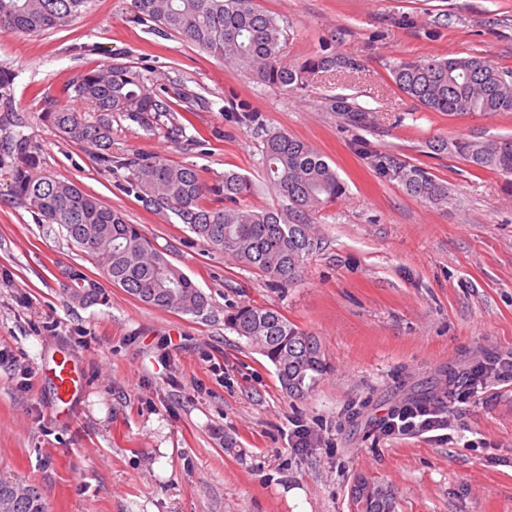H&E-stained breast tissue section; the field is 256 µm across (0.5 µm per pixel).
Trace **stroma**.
Returning a JSON list of instances; mask_svg holds the SVG:
<instances>
[{"mask_svg": "<svg viewBox=\"0 0 512 512\" xmlns=\"http://www.w3.org/2000/svg\"><path fill=\"white\" fill-rule=\"evenodd\" d=\"M256 3L287 24L288 62L335 51L360 70L285 92L137 20L134 0H88L37 37L0 34V67L16 75L0 98V479L38 487L49 512H356L359 475L395 489V512H512V384L489 380L442 441L381 426L407 402L445 399L449 374L512 353V175L428 148L512 138V112H432L391 77L397 62L448 54L512 69V0ZM114 61L172 110L151 128L113 115V154L191 164L209 185L244 174L254 185L244 203L257 209L283 203L264 174L269 132L307 141L333 165L347 193L315 216L322 243L297 285L266 287L173 214L118 190L90 149L41 122L69 104L81 74ZM181 88L200 105L185 111ZM337 97L369 111L371 126L346 124L331 109ZM232 104L258 122L228 118ZM20 135L38 144L44 171L139 225L208 308L159 310L113 285L106 304L71 300L63 271L103 274L11 196L3 146ZM375 152L428 169L447 184V205L380 175ZM242 304L278 309L320 341L327 371L307 396H288L274 366L225 327V311ZM62 358L81 376L66 416L51 407L49 370ZM295 420L312 431L297 451Z\"/></svg>", "mask_w": 512, "mask_h": 512, "instance_id": "1", "label": "stroma"}]
</instances>
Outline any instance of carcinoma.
<instances>
[{"mask_svg": "<svg viewBox=\"0 0 512 512\" xmlns=\"http://www.w3.org/2000/svg\"><path fill=\"white\" fill-rule=\"evenodd\" d=\"M87 0H0V33L36 37L78 16ZM138 18L179 34L200 50L226 63L247 68L257 80L284 91L298 89L310 75L356 71L359 62L343 54L316 55L299 65L282 57L287 26L261 10L255 0H135ZM395 86L424 108L449 115L512 112V70L477 57L433 56L403 60L393 66ZM75 97L91 106L92 118L68 106L41 114L42 122L64 140L95 150L107 171L123 169L124 190L159 212L173 213L211 248L232 256L275 288H290L301 278L319 238L313 216L336 202L347 187L324 156L306 141L274 131L263 142L269 183L288 204L251 209L240 201L252 193L249 178L224 174L208 188L192 165L160 156L112 155V113L150 127L173 111L144 87L140 73L113 62L82 74ZM349 125H371L370 113L345 98L334 101ZM430 150L463 160L475 170L512 174V138L430 142ZM10 190L39 224H58L66 238L90 253L105 278L138 301L157 309L197 315L208 307L207 295L157 250L136 224L101 203L77 184L41 170L38 146L18 137L12 147ZM375 166L395 178L408 194L434 205L448 203V186L426 168L391 155L376 154ZM69 297L84 305L107 300L104 287L77 270L67 273ZM225 326L249 337L248 344L275 368H288L292 388L301 398L326 370L319 341L271 307L238 305L224 315ZM0 512H47L32 485L0 479Z\"/></svg>", "mask_w": 512, "mask_h": 512, "instance_id": "obj_1", "label": "carcinoma"}]
</instances>
